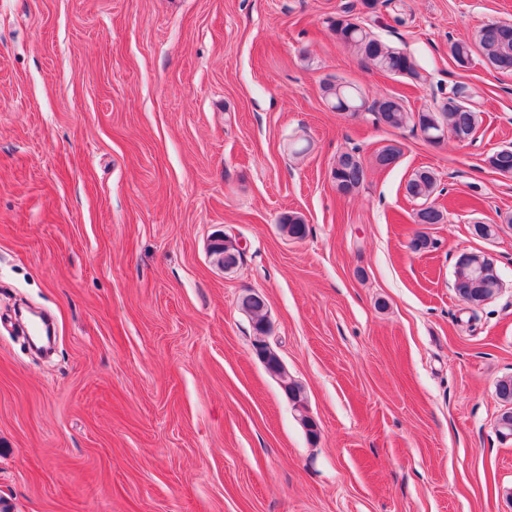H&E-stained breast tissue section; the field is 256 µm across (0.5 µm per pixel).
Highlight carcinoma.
<instances>
[{
    "label": "carcinoma",
    "instance_id": "obj_1",
    "mask_svg": "<svg viewBox=\"0 0 512 512\" xmlns=\"http://www.w3.org/2000/svg\"><path fill=\"white\" fill-rule=\"evenodd\" d=\"M372 23L366 17H353L349 14L338 15L332 22V31L336 40L354 49L361 59L377 68L379 71L391 75L402 76L415 83L426 80L423 68L412 54L401 49L387 46L379 40L371 30ZM452 58L460 68L471 65L475 56L496 71L502 73L512 72V24L492 21L483 24L467 39H460L451 44ZM467 85L457 84L448 96L444 97L434 108L411 112L404 101L398 97H384L373 101L368 111L375 116L377 123L390 129H401L408 124L414 128H428L433 121L448 122L453 127L461 126L469 138H474L481 125L480 111L475 106L465 105L461 110L460 94ZM325 100L334 103V108L343 111L356 112L364 107L361 91L351 85L338 82H325L322 87ZM486 165L495 173L503 177H512V154L492 153L486 156ZM332 178L336 190L343 194H353L364 185L366 169L360 159L353 153L345 152L339 157V166L332 169ZM436 188V177L429 169L417 171L407 182L406 194L412 199H421V207L414 213L416 224H442L445 221L443 210L435 204L428 202ZM280 230L294 239H302L306 234V224L302 216L288 213L280 219ZM496 272L492 277L478 278L473 271L459 272L458 279L453 281V288L459 298L472 308H477L484 302L493 298L498 289L495 288ZM240 308L249 315L256 334L265 332L266 312L247 301H242ZM267 373L278 381L287 384L288 399L295 407H306L305 397L301 386L292 380L286 372L277 353L268 349L262 359Z\"/></svg>",
    "mask_w": 512,
    "mask_h": 512
}]
</instances>
